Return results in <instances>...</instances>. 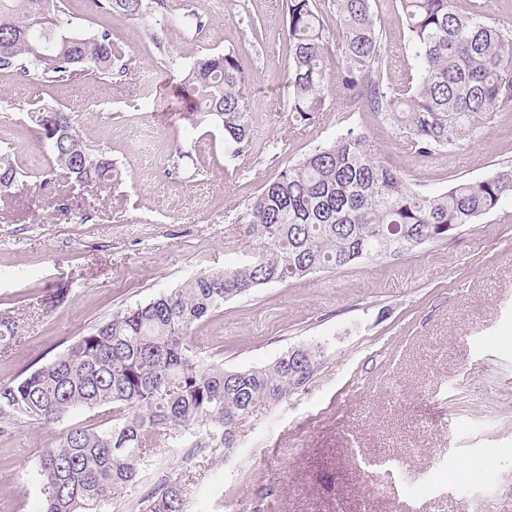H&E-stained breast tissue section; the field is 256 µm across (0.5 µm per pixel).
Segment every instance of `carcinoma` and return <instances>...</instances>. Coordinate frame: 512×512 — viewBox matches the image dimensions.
<instances>
[{
	"label": "carcinoma",
	"instance_id": "carcinoma-1",
	"mask_svg": "<svg viewBox=\"0 0 512 512\" xmlns=\"http://www.w3.org/2000/svg\"><path fill=\"white\" fill-rule=\"evenodd\" d=\"M106 14L145 19L165 0H93ZM408 30L409 73L403 85L387 80L388 56L372 0H285L290 47L289 117L313 122L340 84L336 108L362 105L403 131L423 155L473 141L497 112L512 109V30L454 0H399ZM336 16V37L323 13ZM60 0H0V71L52 85L90 74L122 76L124 57L112 29L87 32L62 17ZM180 23L197 34L208 20L189 10ZM336 51V71L325 60ZM247 78L235 51L206 53L183 67L175 93L189 126L208 121L224 131L238 154L250 145L252 111ZM39 142L71 189H106L123 173L105 148L79 134L73 113L38 110ZM19 165L0 151V199L13 194ZM512 199V164L478 180L456 182L438 194L414 190L399 170L348 131L284 166L243 216L252 259L238 267L201 272L146 304L112 315L63 354L24 377L0 382V418L59 424L82 410L106 416L68 428L41 449L37 475L40 512H109L140 479L148 451L171 433L197 438L196 447L232 446L237 422L262 403L279 400L314 374L320 343L294 348L274 362L226 370L200 361L189 332L252 288L287 282L355 261L403 253L417 237L434 242ZM15 318L0 316V348L20 335ZM176 478L155 484L139 512H184Z\"/></svg>",
	"mask_w": 512,
	"mask_h": 512
}]
</instances>
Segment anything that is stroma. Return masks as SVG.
I'll return each mask as SVG.
<instances>
[{
    "label": "stroma",
    "mask_w": 512,
    "mask_h": 512,
    "mask_svg": "<svg viewBox=\"0 0 512 512\" xmlns=\"http://www.w3.org/2000/svg\"><path fill=\"white\" fill-rule=\"evenodd\" d=\"M209 25L174 24L186 10ZM388 47L387 78L404 77L408 33L398 0H373ZM74 24L111 28L125 50L121 81L90 75L49 86L0 72V149L22 168L0 200V314L22 331L0 350V381L66 352L113 313L196 274L244 260L240 222L287 162L354 130L412 187L436 194L512 163V110L460 147L418 154L404 132L359 107H326L309 127L288 123L289 47L284 0H166L165 21L97 13L63 0ZM234 50L247 77L252 147L232 155L204 122L185 132L172 87L206 52ZM73 112L84 140L107 148L124 180L113 191H75L72 211L47 205L49 156L29 114ZM178 145L190 154L170 169ZM63 288L66 300L42 298ZM196 354L228 369L275 361L303 343L326 353L305 387L259 405L232 450L190 453L180 439L154 451L143 482L114 512H138L156 474L178 477L186 512H512V199L443 240L251 289L190 333ZM61 426L0 433V512H38L33 477ZM378 470L375 494L358 458Z\"/></svg>",
    "instance_id": "obj_1"
}]
</instances>
